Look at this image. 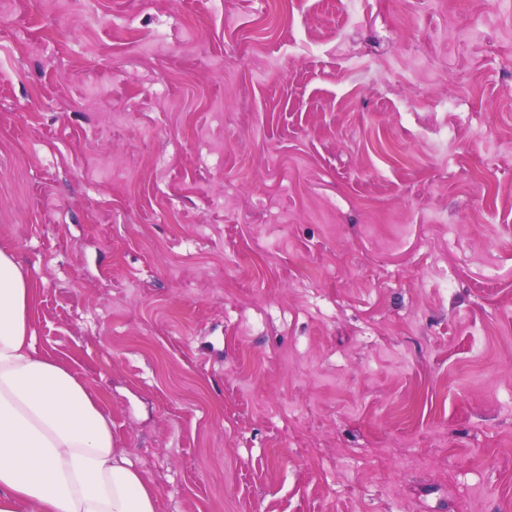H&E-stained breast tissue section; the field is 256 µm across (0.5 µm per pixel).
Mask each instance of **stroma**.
Segmentation results:
<instances>
[{
    "instance_id": "obj_1",
    "label": "stroma",
    "mask_w": 512,
    "mask_h": 512,
    "mask_svg": "<svg viewBox=\"0 0 512 512\" xmlns=\"http://www.w3.org/2000/svg\"><path fill=\"white\" fill-rule=\"evenodd\" d=\"M0 249L158 512H512V0H0Z\"/></svg>"
}]
</instances>
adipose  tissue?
Wrapping results in <instances>:
<instances>
[{"label":"adipose tissue","mask_w":512,"mask_h":512,"mask_svg":"<svg viewBox=\"0 0 512 512\" xmlns=\"http://www.w3.org/2000/svg\"><path fill=\"white\" fill-rule=\"evenodd\" d=\"M31 290L0 249V512H157L84 380L37 355Z\"/></svg>","instance_id":"obj_1"}]
</instances>
